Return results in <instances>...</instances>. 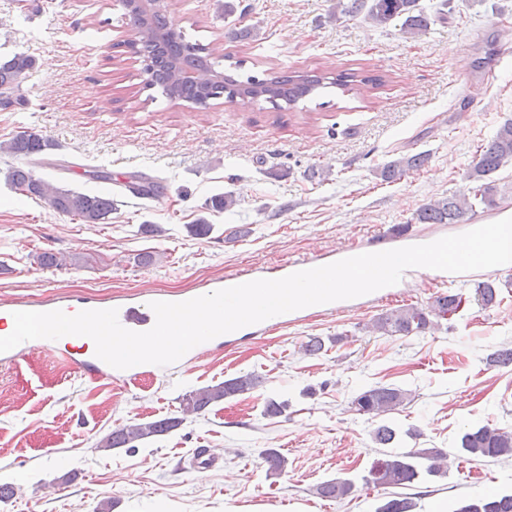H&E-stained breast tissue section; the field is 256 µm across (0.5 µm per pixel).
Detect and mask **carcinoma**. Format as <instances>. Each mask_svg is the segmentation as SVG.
Masks as SVG:
<instances>
[{
  "label": "carcinoma",
  "mask_w": 512,
  "mask_h": 512,
  "mask_svg": "<svg viewBox=\"0 0 512 512\" xmlns=\"http://www.w3.org/2000/svg\"><path fill=\"white\" fill-rule=\"evenodd\" d=\"M336 9L345 16L360 14L376 25H387L401 21V31L413 35L430 24V17L419 7V0H336ZM129 24L142 32L140 52L150 60L153 68L151 86L163 95L205 107L209 101L225 96L237 95L242 101L256 98L272 105V109L289 111L310 97L314 92L331 85L343 93H351L357 83L380 85L378 76H361L357 72L343 70L333 77L322 72L303 74L272 72L263 79L254 76L238 80L231 75L214 72L212 84L194 81L184 76L186 69L209 70L211 64L202 55L204 47L188 41L182 32L169 27L166 15L156 10L148 17L134 10L128 13ZM34 67V59L24 53L0 61V106L13 105V92L20 77ZM51 143L36 132L26 131L9 142L0 144V150L31 157L43 153ZM427 162L423 153L403 154L377 170L385 182H394L404 175L421 169ZM512 166V118L504 120L494 136L477 150L467 172L470 186L466 192L420 206L414 215L418 224H464L476 212V208L498 207V187L493 175L505 166ZM8 179L16 189L35 197L48 200L58 213L78 217L85 224H104L112 214L114 202L110 197L89 195L72 189L54 186L34 177L32 171L15 168ZM476 300L485 308L499 303L498 291L487 281L475 289ZM462 303L457 294H441L426 308L406 305L389 310L374 319L371 330L381 335L408 336L423 333L434 326V320L445 319L455 314ZM261 383L260 377L247 373L228 379L220 384L208 386L195 392L188 401V412L198 413L227 398L247 393ZM407 394L398 387L374 386L362 391L353 400L356 410L374 417L392 411L404 404ZM180 418H167L146 423L124 425L112 431L98 443L103 449L135 447V443L161 436L177 429ZM396 438L395 430L379 425L372 432L374 443L384 448L381 457L375 459L364 481L374 486L404 488L419 481L423 474H443L441 462L446 454L437 448H422L414 451H390L388 447ZM469 461L484 459H512V431L496 426L484 425L464 432L460 446L455 449ZM268 471L272 475L285 472L288 461L275 449L263 454ZM356 490L349 479H333L316 486L321 497L342 500ZM417 502L410 496H395L382 501L375 512H415ZM453 512H512V493L476 495L456 502Z\"/></svg>",
  "instance_id": "carcinoma-1"
}]
</instances>
